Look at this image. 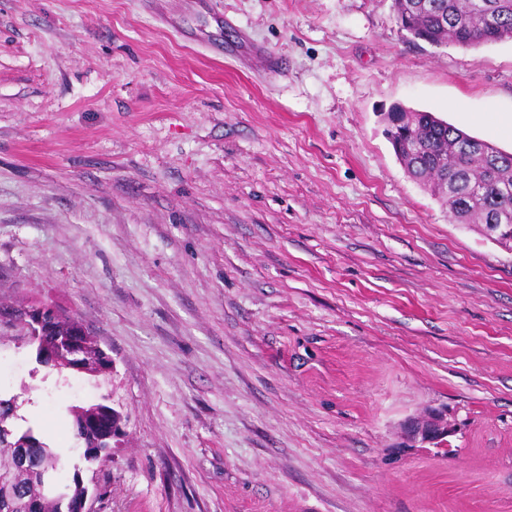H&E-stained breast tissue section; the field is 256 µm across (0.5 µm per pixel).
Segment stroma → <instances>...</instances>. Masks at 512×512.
I'll use <instances>...</instances> for the list:
<instances>
[{"label":"stroma","instance_id":"obj_1","mask_svg":"<svg viewBox=\"0 0 512 512\" xmlns=\"http://www.w3.org/2000/svg\"><path fill=\"white\" fill-rule=\"evenodd\" d=\"M396 105L511 152L512 41L394 0H0V302L112 359L0 321V398L71 471L70 406L110 400L99 512H512V250L407 175ZM394 7L398 20L408 11V26L402 28L430 45L467 49L512 39V0H394ZM488 12L494 15V32L487 30ZM89 339H91V336H58L56 347H49L42 343L40 356L44 360H49L50 363L80 371L82 370V350L85 341Z\"/></svg>","mask_w":512,"mask_h":512}]
</instances>
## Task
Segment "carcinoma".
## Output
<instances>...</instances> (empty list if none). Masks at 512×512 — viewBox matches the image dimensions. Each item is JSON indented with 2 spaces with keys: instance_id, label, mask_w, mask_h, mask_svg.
<instances>
[{
  "instance_id": "1",
  "label": "carcinoma",
  "mask_w": 512,
  "mask_h": 512,
  "mask_svg": "<svg viewBox=\"0 0 512 512\" xmlns=\"http://www.w3.org/2000/svg\"><path fill=\"white\" fill-rule=\"evenodd\" d=\"M394 7L407 15L404 30L430 45L467 49L512 39V0H394ZM386 135L408 176L448 206L450 222L512 227V152L424 111L411 112V120L391 126ZM16 409V399L0 400V427L12 428ZM69 412L78 431L90 423L110 430L119 422L108 405L73 406ZM26 452L57 473L65 468L62 456L37 437ZM20 483L21 506L0 502V512H72L87 492L77 471L52 491L26 477Z\"/></svg>"
}]
</instances>
